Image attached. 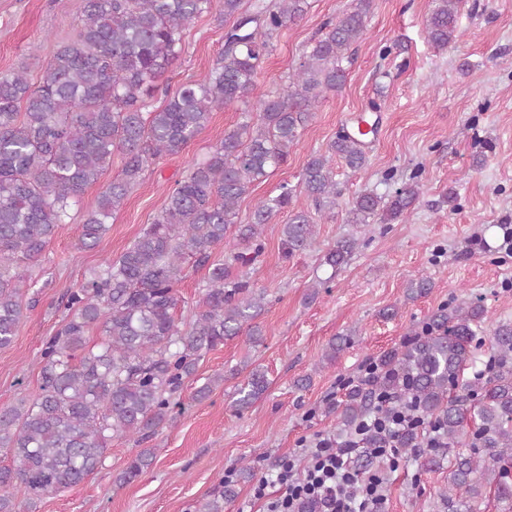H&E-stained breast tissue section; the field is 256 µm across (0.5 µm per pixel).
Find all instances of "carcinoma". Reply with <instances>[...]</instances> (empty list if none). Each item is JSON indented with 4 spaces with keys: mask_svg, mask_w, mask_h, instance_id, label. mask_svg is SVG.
<instances>
[{
    "mask_svg": "<svg viewBox=\"0 0 512 512\" xmlns=\"http://www.w3.org/2000/svg\"><path fill=\"white\" fill-rule=\"evenodd\" d=\"M373 0H351L324 24L279 90L247 108L264 60L280 31L307 13L309 0H74L80 23L74 40L60 45L38 83L25 71L0 76V348L8 347L24 313L29 271L83 190L122 156L120 172L80 225V249H94L157 159L180 153L207 125L211 112L243 104L241 122L196 162L166 198L159 214L119 256L103 259L60 302V327L42 345L41 392L29 402L0 409V450L13 465L0 467V512H16L9 489L20 485L29 503L82 483L101 468L115 439L140 444L174 419L173 396L193 379L200 361L224 340L247 331L264 308V294L246 274L264 249V226L288 213L282 227L284 258L311 247L316 218L336 208L339 192L327 155L352 170L367 159L365 144L341 131L328 154H312L300 182L259 200L246 219L239 203L288 160L311 112L345 83L350 47L366 29ZM215 9L234 19L215 66L175 91L161 83L182 49L186 25ZM428 38L445 49L458 34V0H434ZM166 103L151 107L155 94ZM305 195L314 210L298 209ZM415 181L388 197L362 192L350 204L349 224H388L419 202ZM356 242L342 240L324 263H346ZM224 258L210 261L213 250ZM208 265L199 311L185 324L174 314L176 286L187 258ZM486 309L462 299L437 308L421 330L375 363L380 375L352 387L336 404L338 435L353 432L373 413L409 409L435 426V445L420 427L396 436L400 448L423 449L427 468L440 467L448 450V484L438 497L448 512H479L490 490L498 512H512V322L484 337ZM99 330L88 344L91 329ZM264 372L252 368L237 385L240 411L265 391ZM387 396L388 405L379 401ZM387 440L370 429L355 465L368 473L369 452ZM153 464L142 449L118 480L128 482ZM224 484L199 512H224L233 497Z\"/></svg>",
    "mask_w": 512,
    "mask_h": 512,
    "instance_id": "obj_1",
    "label": "carcinoma"
}]
</instances>
